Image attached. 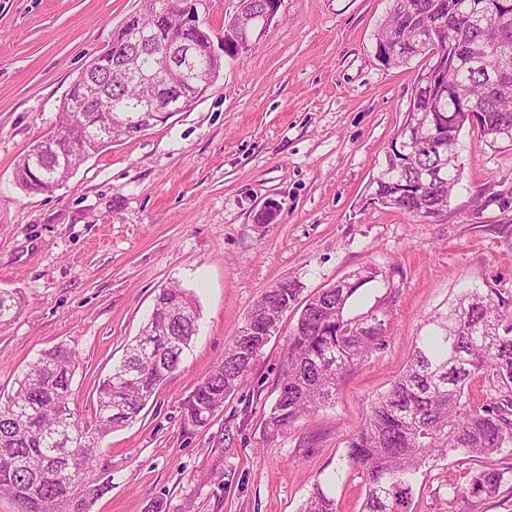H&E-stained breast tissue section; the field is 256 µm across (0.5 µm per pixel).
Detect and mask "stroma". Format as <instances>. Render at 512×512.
<instances>
[{
  "label": "stroma",
  "instance_id": "35a3bbf8",
  "mask_svg": "<svg viewBox=\"0 0 512 512\" xmlns=\"http://www.w3.org/2000/svg\"><path fill=\"white\" fill-rule=\"evenodd\" d=\"M390 0H283L251 51L225 58L190 108L90 157L53 194L14 179L21 155L58 128L83 66L111 43L138 0H0V289L20 290L0 328V393L39 354L80 357L73 407L90 420L96 389L149 318L160 288L195 298L199 332L178 370L103 449L112 486L91 512H301L314 484L337 512H360L365 485L345 454L371 404L392 386L424 321L469 289L512 306V146L466 128L462 178L447 210L420 222L367 201L404 123L419 60L384 66L375 35ZM369 267L349 314L390 310L378 348L334 399L272 435L264 419L288 362L298 311L251 363L248 383L203 427L181 404L279 280L304 294ZM508 470L512 450L430 462L413 512H512L498 493L463 494L466 476Z\"/></svg>",
  "mask_w": 512,
  "mask_h": 512
}]
</instances>
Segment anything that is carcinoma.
Wrapping results in <instances>:
<instances>
[{
    "label": "carcinoma",
    "instance_id": "obj_1",
    "mask_svg": "<svg viewBox=\"0 0 512 512\" xmlns=\"http://www.w3.org/2000/svg\"><path fill=\"white\" fill-rule=\"evenodd\" d=\"M483 1L504 25L470 23ZM148 3L141 0L139 12L113 32L111 43L82 74L98 78L93 69L111 63L136 30L152 27L159 44L178 38L196 41L204 78L210 84L218 79L224 61L208 52L207 35L179 29L175 12L161 19ZM439 14L451 34L443 36L437 48L390 55L392 42L411 41L414 29ZM376 40L377 57L388 66L424 59L406 121L419 114L425 125L410 157L387 153L384 168L372 180L369 200L426 219L448 207L460 180L458 142L464 112L477 113L473 128L487 143H512V0H392ZM86 91L79 77L61 103L60 110L68 112V135L44 152L36 142L18 159L14 175L23 190L51 193L91 155L137 134L126 125L112 126L102 115L76 111ZM99 92L112 100L114 112L140 109L149 94L136 84L103 85ZM437 170L442 178L430 189L424 180ZM375 278L371 271L359 272L349 285L323 288L304 301L303 287L295 279L284 278L265 290L225 348L224 358L181 404L184 425L208 424L210 411L224 405L226 393L246 384L250 363L268 343V325L279 329L283 314L300 303L302 310L288 334V365L265 426L282 432L331 401L341 377L368 358L385 334V307L347 317L354 295ZM22 303L20 291L0 289V328L14 320ZM199 318L189 292L161 288L150 318L127 344L112 373L98 384L94 416L85 422L71 408L72 380L79 366L76 352L63 345L44 350L0 402V496L11 499L18 512H91L112 484V464L100 461L98 449L112 432L136 420L179 368L197 335ZM424 325L427 329L409 365L371 405L348 443V464L359 471L366 488L361 512H413L418 474L430 460L450 452L488 458L512 444V419L503 408L473 405L466 396L471 379L483 370L512 388V312L491 294L472 290ZM63 433L72 435L80 469L71 480L46 482L42 473L62 463L57 439ZM503 475L498 468L478 471L466 490L490 497ZM302 512H336L335 499L317 483Z\"/></svg>",
    "mask_w": 512,
    "mask_h": 512
}]
</instances>
